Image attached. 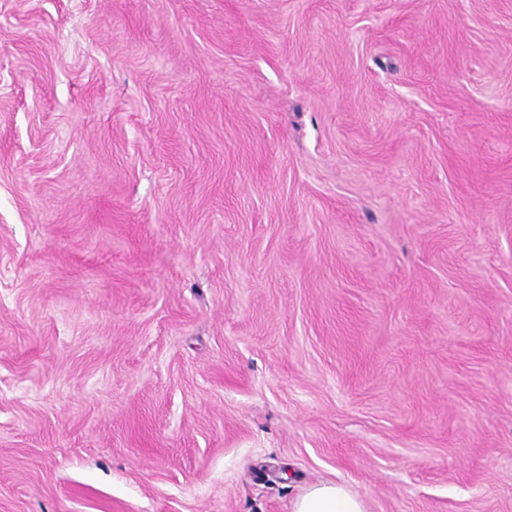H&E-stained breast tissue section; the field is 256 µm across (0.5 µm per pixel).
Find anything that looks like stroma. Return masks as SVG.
<instances>
[{
    "mask_svg": "<svg viewBox=\"0 0 512 512\" xmlns=\"http://www.w3.org/2000/svg\"><path fill=\"white\" fill-rule=\"evenodd\" d=\"M512 512V0H0V512ZM292 512H367L364 503L345 487L318 483L299 497Z\"/></svg>",
    "mask_w": 512,
    "mask_h": 512,
    "instance_id": "1",
    "label": "stroma"
}]
</instances>
